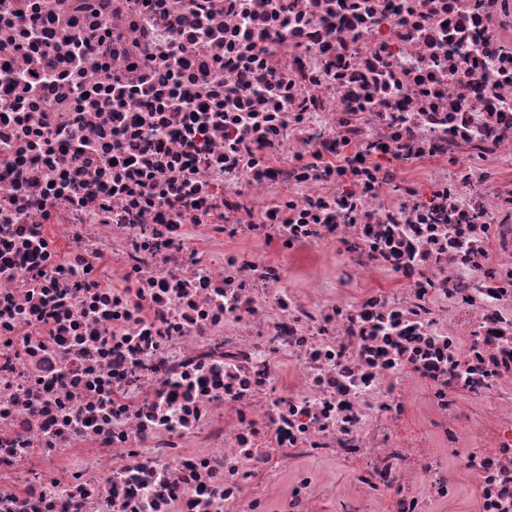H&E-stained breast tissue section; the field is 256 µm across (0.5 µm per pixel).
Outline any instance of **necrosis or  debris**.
I'll return each mask as SVG.
<instances>
[{
    "label": "necrosis or debris",
    "instance_id": "4bbe7bcc",
    "mask_svg": "<svg viewBox=\"0 0 512 512\" xmlns=\"http://www.w3.org/2000/svg\"><path fill=\"white\" fill-rule=\"evenodd\" d=\"M451 458L512 512V0H0V512Z\"/></svg>",
    "mask_w": 512,
    "mask_h": 512
}]
</instances>
